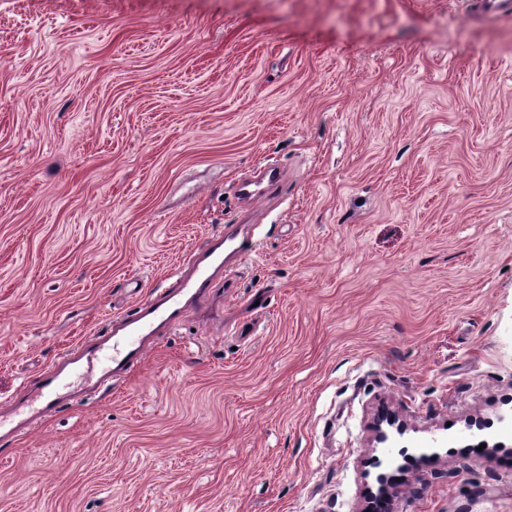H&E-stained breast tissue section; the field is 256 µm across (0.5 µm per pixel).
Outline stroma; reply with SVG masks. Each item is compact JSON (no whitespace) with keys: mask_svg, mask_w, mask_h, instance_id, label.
<instances>
[{"mask_svg":"<svg viewBox=\"0 0 512 512\" xmlns=\"http://www.w3.org/2000/svg\"><path fill=\"white\" fill-rule=\"evenodd\" d=\"M478 2L0 0V419L253 236L108 389L27 407L0 512H361L384 408L448 442L393 512H512V11ZM263 175L260 179H252V177L241 183L239 187L240 194L249 201L260 198H266L271 189L278 184L281 178L279 168L267 161L263 165Z\"/></svg>","mask_w":512,"mask_h":512,"instance_id":"35a3bbf8","label":"stroma"}]
</instances>
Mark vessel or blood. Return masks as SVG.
<instances>
[{"instance_id":"obj_1","label":"vessel or blood","mask_w":512,"mask_h":512,"mask_svg":"<svg viewBox=\"0 0 512 512\" xmlns=\"http://www.w3.org/2000/svg\"><path fill=\"white\" fill-rule=\"evenodd\" d=\"M281 178L279 168L264 163L263 175L241 183L244 198L256 200L267 197ZM252 244L249 235L228 231L209 239L204 248L190 258L191 274L179 288L146 299L135 313L114 319L106 336L91 345H82L64 355L60 364L43 372L36 394L43 412H53L66 403L62 392L71 373L99 371L101 377L128 372L145 354L146 341L157 328L178 322L190 300L208 292L226 260L245 255Z\"/></svg>"}]
</instances>
